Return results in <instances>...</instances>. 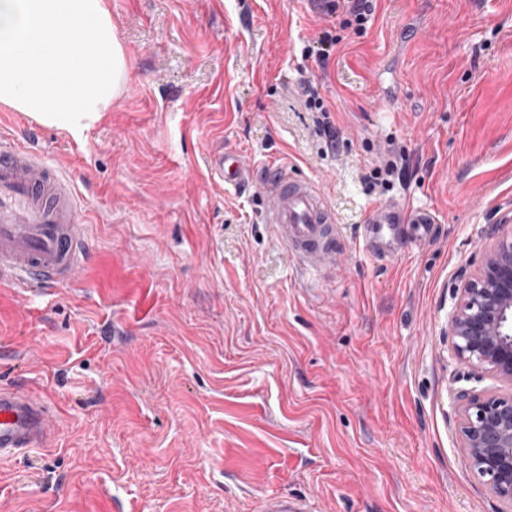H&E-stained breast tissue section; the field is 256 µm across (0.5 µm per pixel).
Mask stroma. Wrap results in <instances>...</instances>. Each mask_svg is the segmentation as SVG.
<instances>
[{
  "label": "stroma",
  "instance_id": "stroma-1",
  "mask_svg": "<svg viewBox=\"0 0 512 512\" xmlns=\"http://www.w3.org/2000/svg\"><path fill=\"white\" fill-rule=\"evenodd\" d=\"M130 64L74 134L0 106V132L74 181L80 285L0 284V385L55 416L0 462V512H501L463 461L456 394L496 387L450 350L464 276L512 234V0H378L325 69L319 0H107ZM314 79L338 146L298 95ZM318 184L343 244L307 270L219 148ZM407 178L369 190L384 150ZM439 219L379 263L377 203ZM345 39L336 31V24L318 32L312 39V44L304 48L305 57L312 59L318 66L325 68L336 48ZM261 512H311L310 500L307 498H288L283 496L267 497L260 505Z\"/></svg>",
  "mask_w": 512,
  "mask_h": 512
}]
</instances>
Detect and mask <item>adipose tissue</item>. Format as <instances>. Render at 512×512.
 I'll use <instances>...</instances> for the list:
<instances>
[{"label":"adipose tissue","mask_w":512,"mask_h":512,"mask_svg":"<svg viewBox=\"0 0 512 512\" xmlns=\"http://www.w3.org/2000/svg\"><path fill=\"white\" fill-rule=\"evenodd\" d=\"M128 77L105 0H0V105L80 133L111 111Z\"/></svg>","instance_id":"adipose-tissue-1"}]
</instances>
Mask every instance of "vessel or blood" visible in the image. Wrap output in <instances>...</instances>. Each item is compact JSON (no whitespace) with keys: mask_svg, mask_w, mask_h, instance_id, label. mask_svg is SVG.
Returning a JSON list of instances; mask_svg holds the SVG:
<instances>
[{"mask_svg":"<svg viewBox=\"0 0 512 512\" xmlns=\"http://www.w3.org/2000/svg\"><path fill=\"white\" fill-rule=\"evenodd\" d=\"M211 170L224 185L258 186L263 223L304 266L323 265L336 254L334 214L311 180L287 164L256 166L238 154L214 155ZM80 201L71 178L28 147L0 139V281L27 293L72 285L89 259ZM431 210L410 205L374 207L366 244L376 256L396 253L399 225L435 223ZM54 420L23 386L0 387V460L43 444ZM260 512H312L309 499L273 496Z\"/></svg>","mask_w":512,"mask_h":512,"instance_id":"b4317fda","label":"vessel or blood"}]
</instances>
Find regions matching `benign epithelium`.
Here are the masks:
<instances>
[{
  "label": "benign epithelium",
  "mask_w": 512,
  "mask_h": 512,
  "mask_svg": "<svg viewBox=\"0 0 512 512\" xmlns=\"http://www.w3.org/2000/svg\"><path fill=\"white\" fill-rule=\"evenodd\" d=\"M448 322L454 356L502 388L458 395L465 464L512 512V235L498 238L465 278Z\"/></svg>",
  "instance_id": "obj_1"
}]
</instances>
